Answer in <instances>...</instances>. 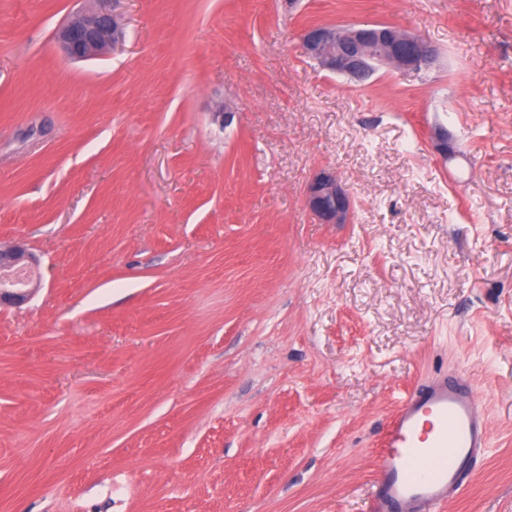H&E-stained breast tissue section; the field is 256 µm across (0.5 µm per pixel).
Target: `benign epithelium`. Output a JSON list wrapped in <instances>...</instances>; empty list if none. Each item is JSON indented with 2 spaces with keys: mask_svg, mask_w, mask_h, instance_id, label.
Here are the masks:
<instances>
[{
  "mask_svg": "<svg viewBox=\"0 0 512 512\" xmlns=\"http://www.w3.org/2000/svg\"><path fill=\"white\" fill-rule=\"evenodd\" d=\"M99 2L97 12L78 16L58 30L57 41L68 57H102L123 41L120 15L108 7V3L119 0ZM302 40L308 56L322 68L357 82L370 79L380 66L418 73L434 66L438 59L433 44L392 24L345 28L310 25L303 30ZM306 202L323 224L350 223L353 205L334 171L321 170L312 177L306 187ZM18 266L35 269L37 263L20 245L0 247V306L26 302L38 285L35 278L24 289L9 287V272Z\"/></svg>",
  "mask_w": 512,
  "mask_h": 512,
  "instance_id": "1",
  "label": "benign epithelium"
}]
</instances>
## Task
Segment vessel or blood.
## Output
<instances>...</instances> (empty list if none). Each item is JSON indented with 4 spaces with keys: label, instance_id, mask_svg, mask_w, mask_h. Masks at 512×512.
I'll list each match as a JSON object with an SVG mask.
<instances>
[{
    "label": "vessel or blood",
    "instance_id": "vessel-or-blood-1",
    "mask_svg": "<svg viewBox=\"0 0 512 512\" xmlns=\"http://www.w3.org/2000/svg\"><path fill=\"white\" fill-rule=\"evenodd\" d=\"M489 438L473 386L437 374L404 398L389 424L371 512H438L468 486Z\"/></svg>",
    "mask_w": 512,
    "mask_h": 512
}]
</instances>
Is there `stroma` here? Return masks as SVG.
Listing matches in <instances>:
<instances>
[{"instance_id": "35a3bbf8", "label": "stroma", "mask_w": 512, "mask_h": 512, "mask_svg": "<svg viewBox=\"0 0 512 512\" xmlns=\"http://www.w3.org/2000/svg\"><path fill=\"white\" fill-rule=\"evenodd\" d=\"M96 7L0 0V246L41 278L0 307V512H370L441 371L491 431L443 512H512V0H119L122 45L71 60ZM356 23L435 68L307 57ZM322 169L350 223L308 209ZM302 40L308 56L322 68L357 82L370 79L380 66L419 73L438 59L433 44L392 24L310 25L303 30Z\"/></svg>"}]
</instances>
